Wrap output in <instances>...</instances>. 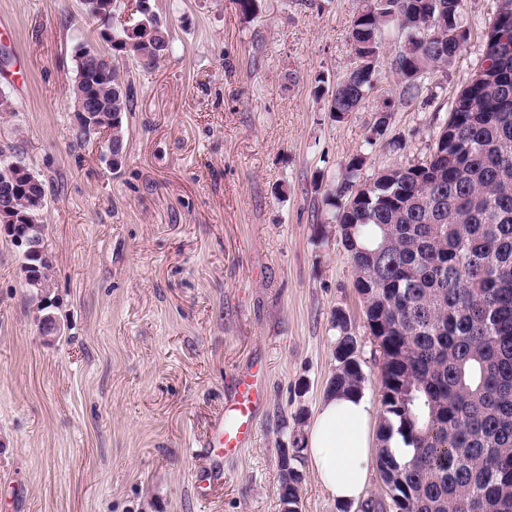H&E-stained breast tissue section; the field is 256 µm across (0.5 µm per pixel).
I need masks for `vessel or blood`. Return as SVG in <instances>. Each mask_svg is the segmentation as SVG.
Listing matches in <instances>:
<instances>
[{
	"label": "vessel or blood",
	"mask_w": 512,
	"mask_h": 512,
	"mask_svg": "<svg viewBox=\"0 0 512 512\" xmlns=\"http://www.w3.org/2000/svg\"><path fill=\"white\" fill-rule=\"evenodd\" d=\"M264 384L265 374L257 367L237 377L232 397L204 441L209 465L197 474L200 487L207 489L218 483L222 459L238 455L251 442L255 412L265 396Z\"/></svg>",
	"instance_id": "vessel-or-blood-1"
}]
</instances>
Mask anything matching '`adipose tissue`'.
<instances>
[{
	"instance_id": "ef3b65f1",
	"label": "adipose tissue",
	"mask_w": 512,
	"mask_h": 512,
	"mask_svg": "<svg viewBox=\"0 0 512 512\" xmlns=\"http://www.w3.org/2000/svg\"><path fill=\"white\" fill-rule=\"evenodd\" d=\"M370 404L357 392L329 393L319 402L306 454L327 497L358 503L366 495L374 455Z\"/></svg>"
}]
</instances>
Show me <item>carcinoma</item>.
I'll return each mask as SVG.
<instances>
[{"label": "carcinoma", "instance_id": "carcinoma-1", "mask_svg": "<svg viewBox=\"0 0 512 512\" xmlns=\"http://www.w3.org/2000/svg\"><path fill=\"white\" fill-rule=\"evenodd\" d=\"M110 2L107 50L77 46L72 94L75 104H93L77 117L80 132H109L107 150L121 159L133 95L120 63L155 66L173 43L150 0H136L132 36L119 20L122 0ZM463 10L464 0H365L350 31L362 66L332 86L317 77L314 94H330L339 119L356 111L377 81L371 61L383 30L395 25L405 36L393 63L400 98H416L418 79L467 42ZM501 38L496 55H487L494 78H475L457 96L426 161L363 182L365 157L356 155L324 195L336 208L382 365L375 464L386 499H367L361 512H512V14ZM46 205L42 180L0 143V225L17 224L37 241V256L20 271L38 294L50 287ZM334 328L328 390L360 391L358 343L340 311ZM395 433L414 449L405 462L387 446ZM303 450L281 453L282 512H299Z\"/></svg>", "mask_w": 512, "mask_h": 512}]
</instances>
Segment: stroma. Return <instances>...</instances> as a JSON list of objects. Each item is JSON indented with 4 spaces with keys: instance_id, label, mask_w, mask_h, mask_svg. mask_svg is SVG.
<instances>
[{
    "instance_id": "stroma-1",
    "label": "stroma",
    "mask_w": 512,
    "mask_h": 512,
    "mask_svg": "<svg viewBox=\"0 0 512 512\" xmlns=\"http://www.w3.org/2000/svg\"><path fill=\"white\" fill-rule=\"evenodd\" d=\"M360 0H152L174 51L127 64L120 166L107 133L77 135L74 50L103 47L80 0H0V141L44 183L52 260L43 335L0 235V502L13 512H281L280 451L304 438L336 370V311L359 342L373 417L381 369L324 194L351 157L362 179L428 157L482 57L499 0H465L470 38L399 98L386 29L374 88L334 120L315 79L355 65ZM375 145L367 139L387 101ZM322 179L314 190V179ZM267 371V398L224 481L200 493V444L233 381Z\"/></svg>"
}]
</instances>
